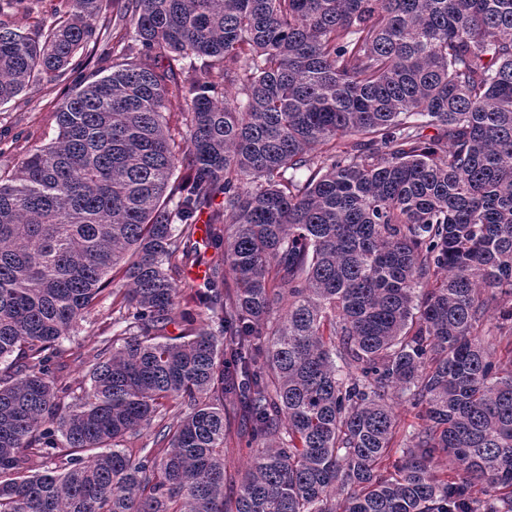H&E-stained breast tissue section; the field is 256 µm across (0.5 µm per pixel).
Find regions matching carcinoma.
I'll list each match as a JSON object with an SVG mask.
<instances>
[{
    "label": "carcinoma",
    "instance_id": "cac0c4a2",
    "mask_svg": "<svg viewBox=\"0 0 512 512\" xmlns=\"http://www.w3.org/2000/svg\"><path fill=\"white\" fill-rule=\"evenodd\" d=\"M58 2L0 0V105L75 76L0 171V512H512V0ZM111 302L112 298L107 296L101 299L91 313L80 322L76 332L62 344V348L67 351L64 359L66 367L62 374L64 380L73 389L88 385L86 377L88 364L84 363L85 357H77L76 351H87L99 345L105 338L112 336V328L109 325L112 316ZM225 460L228 470L237 475H241L246 468L249 459V449L243 445L242 447L237 444V438L233 436L228 441L226 448H224Z\"/></svg>",
    "mask_w": 512,
    "mask_h": 512
}]
</instances>
